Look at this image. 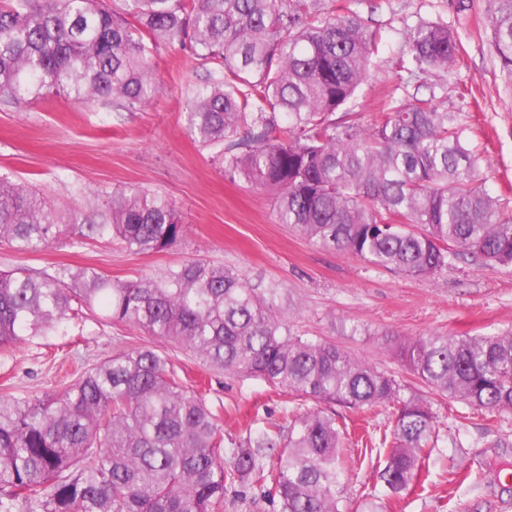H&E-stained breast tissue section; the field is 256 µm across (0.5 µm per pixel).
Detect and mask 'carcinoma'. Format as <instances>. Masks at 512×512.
<instances>
[{"label": "carcinoma", "mask_w": 512, "mask_h": 512, "mask_svg": "<svg viewBox=\"0 0 512 512\" xmlns=\"http://www.w3.org/2000/svg\"><path fill=\"white\" fill-rule=\"evenodd\" d=\"M486 26L511 74L512 0H491ZM379 42L358 12L321 0H0V105L62 93L145 108L157 93L150 47L179 49L215 65L188 101L189 133L219 148L225 175L271 193L295 234L411 277L467 259L512 265V209L486 190L456 113L433 94L394 100L366 126L347 111ZM409 42L415 69L437 82L456 64L440 23L418 22ZM77 223L37 187L0 178V240L15 251H40ZM86 229L148 253L186 225L168 197L131 188L107 196ZM86 311L315 406L226 448L224 405L186 387L166 350L117 352L55 396L0 395V512H217L245 483L279 512H342L336 405L394 407L377 480L398 496L420 479L435 439L428 401L294 329L279 285L260 290L200 260L127 281L92 267L0 271L1 348ZM400 354L433 393L483 416L512 411V330L416 336Z\"/></svg>", "instance_id": "1"}]
</instances>
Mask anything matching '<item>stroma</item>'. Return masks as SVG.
I'll return each mask as SVG.
<instances>
[{"label": "stroma", "mask_w": 512, "mask_h": 512, "mask_svg": "<svg viewBox=\"0 0 512 512\" xmlns=\"http://www.w3.org/2000/svg\"><path fill=\"white\" fill-rule=\"evenodd\" d=\"M371 18L383 42L351 105L371 123L399 84L408 33L419 20L440 22L459 41L458 63L441 86L419 74L408 93L436 95L440 110L469 127L492 194L512 201V77L494 58L484 20L488 0H335ZM158 83L153 103L117 110L50 94L21 107L0 106V177L37 185L54 203L88 216L94 196L146 188L169 197L187 227L183 238L159 252L133 253L111 240L78 244L68 235L44 250L16 253L0 243V269L35 271L93 267L116 280L159 274L187 260L236 267L252 282L279 283L297 310L290 319L308 335L393 374L405 392L426 396L438 421V443L416 487L392 512H512V477L491 476L512 466V412L488 419L463 404L428 392L396 354L414 336H475L512 329V266L457 262L425 279L370 268L348 253L316 247L280 224L269 193L231 181L216 152L186 130L188 89L206 69L186 53L151 49ZM153 337L126 326L71 322L65 333L27 338L0 350V394L46 395L120 350L154 345ZM187 386L204 387L224 405V435L264 429L295 403L260 380L205 370L190 353L172 350ZM355 432L340 458L349 473L340 488L344 512H364L367 494L384 465L385 414L346 413ZM459 476L449 479V468Z\"/></svg>", "instance_id": "obj_1"}]
</instances>
